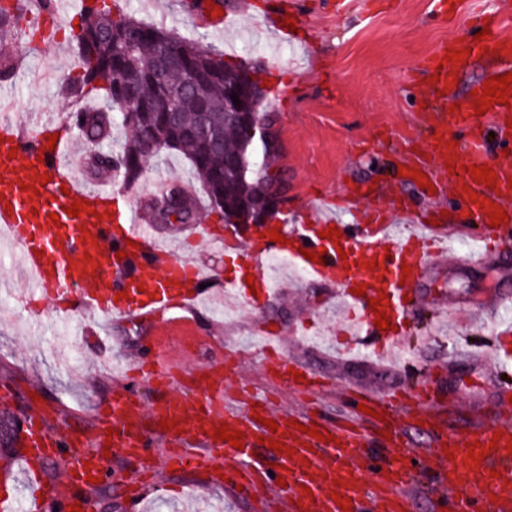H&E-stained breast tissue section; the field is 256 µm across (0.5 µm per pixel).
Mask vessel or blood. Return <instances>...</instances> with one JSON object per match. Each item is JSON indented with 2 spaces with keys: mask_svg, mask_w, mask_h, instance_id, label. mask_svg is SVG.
I'll return each instance as SVG.
<instances>
[{
  "mask_svg": "<svg viewBox=\"0 0 512 512\" xmlns=\"http://www.w3.org/2000/svg\"><path fill=\"white\" fill-rule=\"evenodd\" d=\"M504 17L485 7L476 15L469 32L454 39L418 63L426 75L425 96L447 99L455 93L456 79L466 72L475 55L489 52L497 61L496 74L512 72V37L504 35ZM485 32L482 41L473 38ZM462 52L461 60H449L450 51ZM490 79L471 83L466 107L450 118L437 121L428 136L425 155L412 165L425 173L430 184L444 182L463 205L466 223L474 227L472 248L463 255L468 265L483 262L490 251L512 247V158H488L490 142L512 149V95L506 103H493L483 115H475L482 91ZM55 144H48L49 135ZM70 136L64 124L49 120L30 133L12 113H0V237L5 238L27 283L26 298L47 300L63 313L85 320L82 336L98 335L107 318L121 320L156 316L174 308L186 309L201 299V268L191 259L161 249L151 225L141 223L125 207L111 185L91 184L72 173L66 164ZM490 166L497 176L492 186L475 181L472 166ZM88 204V212L69 216L73 203ZM504 210L507 219L491 225L485 205ZM58 221H51V214ZM342 234L340 242L323 238L328 227ZM279 228L285 243L269 242L272 228ZM225 243H245L244 258L255 280L260 300L275 291L263 263L272 254L288 256L315 282L335 288L349 311V325L337 349L348 355L360 349L384 357L403 346L402 322L415 308L416 283L431 262L448 252L454 236L447 225L389 224L382 211L319 214L315 224H291L277 218L255 226L243 236L241 226L224 227ZM323 252V263L305 258V251ZM377 269H369V262ZM363 295H356V288ZM383 298L391 325L380 331L372 299ZM495 368L503 391L500 403L512 400V326L495 332ZM146 369L158 379L162 392L152 405H144L131 382L112 387V398L97 413L89 434L64 433L49 424L48 416L31 410L23 419L25 445L22 458L28 512H43L51 499L78 502V490L87 477L107 480L106 448L147 459L154 438L170 447L165 465L195 469L218 467L241 495L253 499L267 494L282 512H415L406 494L408 468L398 462L408 445V428L392 399L365 391L352 398L354 409L344 420L329 423L302 410L279 407L268 397L240 393L226 381L232 363L223 369L196 368L192 374L199 394L187 399L174 394L155 361ZM297 364L279 358L272 362L270 380L289 392L309 393L322 385L319 377L303 373ZM301 372V371H300ZM385 411V420L376 412ZM275 420L276 430L266 427ZM173 422L164 430L160 421ZM304 431H297V424ZM227 425L243 432L240 447L215 439L214 430ZM430 436L429 454L440 465L438 483L448 491L443 504L448 512H512V476L504 465L512 463V420L466 429H436L432 416L419 424ZM328 433L332 442L320 441ZM281 441L279 451L269 450L267 438ZM477 445L483 461L469 458ZM68 455L64 485L40 482L33 464L46 457ZM350 501L343 509L334 495Z\"/></svg>",
  "mask_w": 512,
  "mask_h": 512,
  "instance_id": "vessel-or-blood-1",
  "label": "vessel or blood"
}]
</instances>
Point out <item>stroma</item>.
Listing matches in <instances>:
<instances>
[{
	"label": "stroma",
	"mask_w": 512,
	"mask_h": 512,
	"mask_svg": "<svg viewBox=\"0 0 512 512\" xmlns=\"http://www.w3.org/2000/svg\"><path fill=\"white\" fill-rule=\"evenodd\" d=\"M227 2L236 11L231 26L221 32L204 19L183 14L179 0H123L122 5L143 22L270 66L267 106L277 116L281 143L273 165L288 174L287 206L300 221L315 220L325 194L337 198L340 211H348L364 186L388 207L407 204L409 220L448 212L452 223H461L464 211L449 191L401 188L400 168L423 150L433 113L450 114L452 105L463 101L457 93L444 103H426L418 93L423 77L413 66L468 29L473 0H464L462 10L445 20L430 14L428 0H372L375 15L365 21L353 13L337 15L336 0H292L291 12L300 26L292 36L268 22L270 0ZM70 3L73 11L54 38L30 53L24 69L0 82V99L14 102L29 118L64 120L74 107L63 83L80 72L75 38L83 19L80 0ZM403 132L415 137L411 150L397 144ZM159 177L194 180L182 156L151 164L137 187L126 192L133 209H141ZM155 232L181 239V253L207 267L211 284L205 300L191 312L174 309L161 319L108 323L106 335L96 340L67 335V328H80L79 318L61 317L49 302L32 306L2 291V283L19 281L20 273L10 261L0 262L5 404L20 411L39 406L56 427H88L112 395L113 361L132 366L157 354L179 367V390L190 397L197 393L190 368L202 361L223 365L230 351L239 363L229 383L247 379L260 387L267 362L253 348L251 332L266 319L288 330L310 323L311 340L287 339L284 356L327 382L315 405L326 420L351 413L350 390L412 393L428 385L436 390L438 425L464 428L494 421L490 407L499 379L486 352L493 345L491 329L501 318L494 305L501 298L512 299V249L480 266L451 257L425 270L418 284L422 305L410 315V351L421 366L412 373L364 353L339 357L335 342L321 333L345 321L346 314L333 289L309 278L284 283L260 314L242 306L241 326L224 328L213 308L224 299L225 282L245 269L241 251L211 252L206 243L190 239L185 225H159ZM426 446V434L412 432L407 453L421 462L410 480V492L418 497L416 512H431L423 474L437 464L427 460ZM110 467L114 480L86 492L94 512H138L126 494L138 465L116 452ZM140 495L144 502L139 512H181L189 495L199 498L200 512H277L273 505L238 498L228 482L206 469L162 470L158 481L141 487Z\"/></svg>",
	"instance_id": "1"
}]
</instances>
